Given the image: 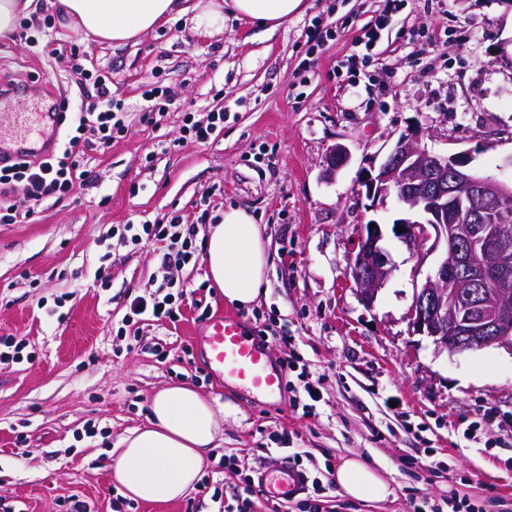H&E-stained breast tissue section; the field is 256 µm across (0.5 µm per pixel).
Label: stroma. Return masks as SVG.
<instances>
[{"instance_id":"stroma-1","label":"stroma","mask_w":512,"mask_h":512,"mask_svg":"<svg viewBox=\"0 0 512 512\" xmlns=\"http://www.w3.org/2000/svg\"><path fill=\"white\" fill-rule=\"evenodd\" d=\"M381 9L380 0H304L274 32L242 20L213 37L174 18L123 46L67 31L44 10L25 19L24 33L0 38V87L44 104L61 94L76 110L87 74L108 73L124 122L109 151L89 152V186L0 224V337L20 348L19 362L0 364V512H220L241 472L261 468V449L285 431L311 450L312 475L356 456L389 483L383 501L330 484L342 512H412L417 491L431 512H447L452 494L479 510L493 495L512 500V354L452 355L407 320L439 252L420 263L386 235L394 269L370 307L348 273L360 225L388 228L404 215L395 197L374 201L362 184L400 135L419 133L442 154L470 152L473 169L512 181V7L401 0L368 61L341 73ZM46 41L77 43L78 68L41 51ZM149 85L176 102L150 122L141 111ZM214 112L224 125L208 142L183 141L185 115L204 123ZM337 144L350 161L329 179L323 163ZM229 207L252 212L272 257L248 307L224 301L203 259L167 268L161 241L111 246L123 225L174 212L201 239L202 212ZM171 278L194 298L177 321L126 322L135 297ZM221 313L278 331L273 359L292 346L303 354L322 381L314 415L293 412L288 391L255 403L208 372L194 338ZM176 384L239 406L202 474L225 455L236 468L212 496L192 488L171 502L125 498L110 452L145 424L154 393ZM488 408L499 413L490 449L464 435Z\"/></svg>"}]
</instances>
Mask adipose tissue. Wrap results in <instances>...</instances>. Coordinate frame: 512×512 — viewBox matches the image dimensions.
I'll list each match as a JSON object with an SVG mask.
<instances>
[{
  "label": "adipose tissue",
  "mask_w": 512,
  "mask_h": 512,
  "mask_svg": "<svg viewBox=\"0 0 512 512\" xmlns=\"http://www.w3.org/2000/svg\"><path fill=\"white\" fill-rule=\"evenodd\" d=\"M54 9L75 31L111 45L134 41L173 17L192 32L214 36L227 21L248 19L275 30L298 12L303 0H0V36L40 6ZM207 278L226 302L239 307L258 298L269 263L268 244L253 215L224 210L204 243ZM230 404L182 384L159 390L148 406V424L122 437L112 479L124 496L146 503L174 501L199 480L206 453L216 448ZM336 482L350 497L386 499L387 482L357 457L346 459Z\"/></svg>",
  "instance_id": "adipose-tissue-1"
}]
</instances>
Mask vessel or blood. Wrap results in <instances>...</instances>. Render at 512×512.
Wrapping results in <instances>:
<instances>
[{"instance_id":"1","label":"vessel or blood","mask_w":512,"mask_h":512,"mask_svg":"<svg viewBox=\"0 0 512 512\" xmlns=\"http://www.w3.org/2000/svg\"><path fill=\"white\" fill-rule=\"evenodd\" d=\"M66 109V103L59 99L45 112L10 113L11 131L0 134V164L51 152L56 145L57 115ZM200 342L213 376L259 393L281 390L283 369L274 364L265 339L251 335L242 319L227 314L213 316ZM260 482L266 497L273 501L288 500L301 489L298 473L284 460L272 463L261 474Z\"/></svg>"}]
</instances>
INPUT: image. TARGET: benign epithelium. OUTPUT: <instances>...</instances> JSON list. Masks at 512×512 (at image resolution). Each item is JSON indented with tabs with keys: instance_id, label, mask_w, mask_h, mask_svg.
Returning a JSON list of instances; mask_svg holds the SVG:
<instances>
[{
	"instance_id": "1",
	"label": "benign epithelium",
	"mask_w": 512,
	"mask_h": 512,
	"mask_svg": "<svg viewBox=\"0 0 512 512\" xmlns=\"http://www.w3.org/2000/svg\"><path fill=\"white\" fill-rule=\"evenodd\" d=\"M348 161L347 148L335 146L325 175L335 176ZM470 163L466 152L434 153L418 136L405 134L362 184L368 197L393 196L410 214L395 221L403 229L395 237L411 254L419 258L443 247L436 268L415 288L409 308L413 331L452 355L474 347L512 355V315L483 292L512 282V183L483 175ZM482 198L495 202L492 211L476 209ZM383 238L381 225H361L349 262L356 292L368 307L394 268Z\"/></svg>"
}]
</instances>
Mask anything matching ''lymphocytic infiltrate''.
<instances>
[{"label": "lymphocytic infiltrate", "instance_id": "lymphocytic-infiltrate-1", "mask_svg": "<svg viewBox=\"0 0 512 512\" xmlns=\"http://www.w3.org/2000/svg\"><path fill=\"white\" fill-rule=\"evenodd\" d=\"M93 91L85 107L71 113L67 133L51 157L38 164L24 160L11 166H0V223L13 224L17 219L31 218L44 199L63 197L75 183L90 182L87 154L110 146L113 133L121 120V107L112 94V79L99 74L92 81ZM159 240L165 248L159 254L161 265L179 266L192 260L197 250L195 228L174 214L161 224H141L129 233L119 235V244ZM185 297L180 283L168 281L147 296L135 297L130 311L135 316L154 320L175 319Z\"/></svg>", "mask_w": 512, "mask_h": 512}]
</instances>
